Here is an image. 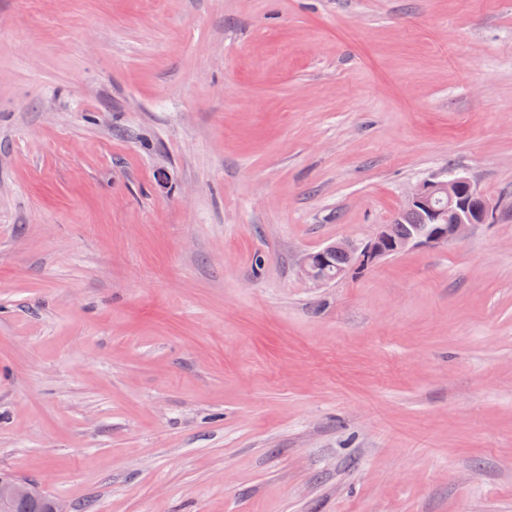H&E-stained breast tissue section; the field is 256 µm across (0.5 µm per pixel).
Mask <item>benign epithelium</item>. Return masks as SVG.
<instances>
[{
    "label": "benign epithelium",
    "mask_w": 512,
    "mask_h": 512,
    "mask_svg": "<svg viewBox=\"0 0 512 512\" xmlns=\"http://www.w3.org/2000/svg\"><path fill=\"white\" fill-rule=\"evenodd\" d=\"M477 194L476 187L464 176L427 179L410 193L404 210L425 211L432 224L429 231L410 235L393 247L387 245L383 227L361 248L349 241H336L307 253L302 260L303 271L312 282L322 285L342 276L331 268L330 257L336 253L345 254L355 264L368 265L413 246L461 240L470 226L490 221V209L485 208L479 214L469 209L470 198ZM450 212L454 219L448 224ZM17 502L40 503L38 486L0 473V512H12Z\"/></svg>",
    "instance_id": "obj_1"
}]
</instances>
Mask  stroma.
Returning a JSON list of instances; mask_svg holds the SVG:
<instances>
[{
  "instance_id": "stroma-1",
  "label": "stroma",
  "mask_w": 512,
  "mask_h": 512,
  "mask_svg": "<svg viewBox=\"0 0 512 512\" xmlns=\"http://www.w3.org/2000/svg\"><path fill=\"white\" fill-rule=\"evenodd\" d=\"M451 172L493 223L306 277ZM0 471L512 512V0H0Z\"/></svg>"
}]
</instances>
